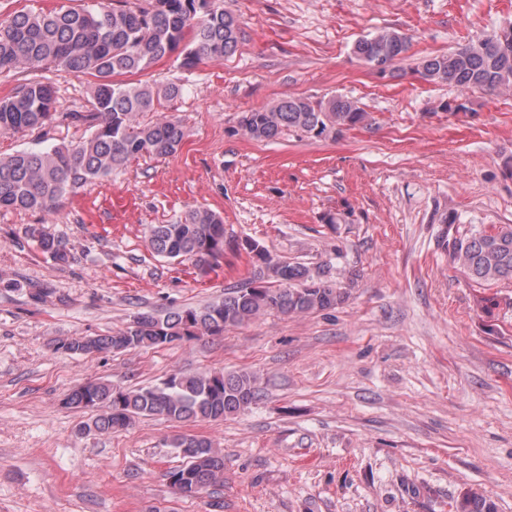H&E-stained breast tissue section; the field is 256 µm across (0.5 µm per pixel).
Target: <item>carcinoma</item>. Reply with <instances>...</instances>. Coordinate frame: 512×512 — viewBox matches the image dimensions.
I'll use <instances>...</instances> for the list:
<instances>
[{"instance_id":"obj_1","label":"carcinoma","mask_w":512,"mask_h":512,"mask_svg":"<svg viewBox=\"0 0 512 512\" xmlns=\"http://www.w3.org/2000/svg\"><path fill=\"white\" fill-rule=\"evenodd\" d=\"M242 34L239 19L224 8V0H120L112 7L94 3L80 10L21 9L1 19L0 70L23 69L33 77L0 97V133L44 129L53 123L57 88L40 75L51 68L60 77L86 82V103L65 117L86 125L90 134L76 142L0 157V210L51 214L80 189L108 178L132 159L175 154L185 136L181 121L174 116L145 121L143 115L160 111L162 101L178 97L182 86L150 83L139 76L165 57H175L177 68L184 71L204 58L222 60L235 52ZM410 48L407 36L384 29L358 40L353 53L368 65L379 54L393 64ZM417 72L426 81L463 90H512V38L503 41L494 30L447 53L424 57ZM368 122V113L341 96L316 104L289 97L268 109L244 113L240 125L257 141L273 140L285 131L334 140ZM29 233L55 263L70 262L63 237L40 227ZM224 236L223 218L203 206L146 230L154 255L196 267L223 257ZM441 239L453 263L475 286L491 288L512 278V224H493L489 230L475 227ZM241 246L253 260L252 275L242 285L225 289L224 298L163 316L138 313L115 332L61 339L56 350L85 356L157 349L185 338L220 336L269 312L299 315L336 309L351 296V289L324 273L284 262L256 241L246 239ZM90 384L86 390L73 388L66 404L97 409L83 432L101 434L126 429L139 417L220 421L248 408L261 392L259 376L249 371L179 372L137 389L100 380ZM166 444L185 459L168 472L170 485L201 491L224 484V456L211 441L183 434ZM455 512L497 510L490 498L467 491Z\"/></svg>"}]
</instances>
